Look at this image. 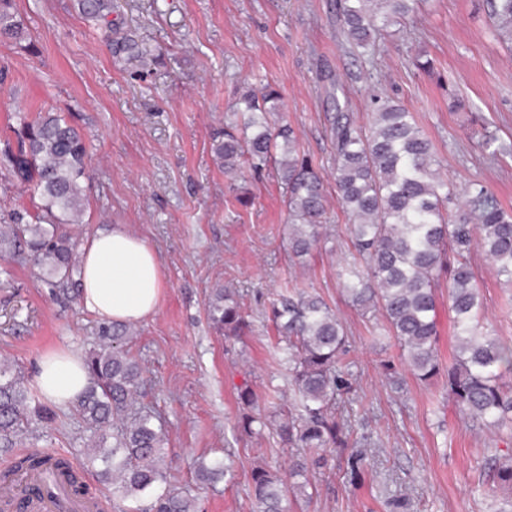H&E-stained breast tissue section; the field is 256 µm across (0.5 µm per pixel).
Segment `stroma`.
Wrapping results in <instances>:
<instances>
[{
	"label": "stroma",
	"instance_id": "1",
	"mask_svg": "<svg viewBox=\"0 0 512 512\" xmlns=\"http://www.w3.org/2000/svg\"><path fill=\"white\" fill-rule=\"evenodd\" d=\"M338 0H112L107 19L83 0H11L28 36L0 40V151L15 144L17 111L69 112L88 147L79 239L124 224L156 251L164 289L155 313L135 323L127 348L140 363L138 401L166 431L170 482L193 481L198 457L234 461L230 482L196 488L200 512H256L253 468L284 470L293 454L273 430L237 427L236 388L250 383L266 422L300 402L268 319L295 284L320 295L350 340L355 423L344 452H331L311 501L288 512H495L512 490L494 482L491 456L512 444L466 419L443 377L406 376L396 390L385 369L399 348L381 317L351 306L337 276L351 247L346 213L329 200L325 229L303 261L287 250L288 209L276 168L224 175L213 136L233 120L249 87L272 86L301 151L325 178L335 161L329 116L346 103L370 121L373 93L406 106L432 140L444 178L484 189L512 207V54L485 0H421L414 18L388 27L374 54L350 46L336 21ZM434 69L416 66L417 55ZM337 73L340 89L323 81ZM463 106L452 111L449 97ZM493 134V148L475 133ZM472 263L494 336L512 343V287L481 251ZM236 289L252 323L239 341L211 326L214 289ZM99 320L49 292L39 269L0 257V363L32 380L41 354L67 347L88 356ZM36 423L37 448L82 462L88 427L74 405H51Z\"/></svg>",
	"mask_w": 512,
	"mask_h": 512
}]
</instances>
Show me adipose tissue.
<instances>
[{
	"mask_svg": "<svg viewBox=\"0 0 512 512\" xmlns=\"http://www.w3.org/2000/svg\"><path fill=\"white\" fill-rule=\"evenodd\" d=\"M83 307L106 323H133L152 315L164 279L156 252L143 238L118 224L87 238L80 249ZM83 359L65 348L41 355L33 383L45 400L73 402L88 384Z\"/></svg>",
	"mask_w": 512,
	"mask_h": 512,
	"instance_id": "obj_1",
	"label": "adipose tissue"
}]
</instances>
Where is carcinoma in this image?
<instances>
[{"label":"carcinoma","instance_id":"cac0c4a2","mask_svg":"<svg viewBox=\"0 0 512 512\" xmlns=\"http://www.w3.org/2000/svg\"><path fill=\"white\" fill-rule=\"evenodd\" d=\"M419 0H340L337 21L346 41L369 50L374 35L405 21ZM488 16L498 34L512 42V0H486ZM22 21L0 0V38L20 39ZM330 131L335 154L336 200L349 217L354 249L352 261L339 276L357 309L380 312L385 331L397 341L400 364L426 382L444 375L448 399L465 416L500 433H512V388L502 382L512 372L509 346L484 327L483 299L471 254L482 251L497 276L512 284V209L504 208L484 190L460 194L441 174L432 141L412 113L389 99L372 97L369 127L357 126L349 113L334 105ZM282 110L277 90L266 86L242 95V125L224 128L214 154L227 175L246 166L254 172L268 163L278 166L286 189L291 224L288 249L292 257L310 254L323 229L327 210L323 176L301 154L294 129L268 123ZM19 147L6 153L8 165L27 184L34 209L21 204L10 223L0 225V254L31 262L42 271L51 290L73 279L78 241L67 227L79 223L85 210L87 178L84 137L57 112L16 113ZM448 282L454 312L457 349L452 363L438 358V317L435 288ZM212 324L224 337L239 339L250 322L236 293L215 289L207 304ZM279 343L301 411L281 422L277 435L285 448H306L296 456L283 480L265 468L251 471L258 512H284L288 493L308 496L310 477L326 466L323 452L348 447V416L352 384L344 361L349 339L341 319L318 295L292 289L273 307ZM131 326L104 324L97 349L86 359L89 382L77 400V411L92 432L87 437L84 467L69 459L31 451L16 456L0 473V485L20 472L50 470L67 476L76 495H86L85 470L111 481L122 499L153 497L151 512H198L191 488L167 481L162 428L146 407H136L142 381L140 365L124 343ZM241 407L238 426L253 434L266 424L252 413L256 394L247 382L237 387ZM43 418L19 372L0 366V443L32 435L31 424ZM495 479L512 488V456L492 457ZM233 476V466L220 459L201 461L197 482L211 485Z\"/></svg>","mask_w":512,"mask_h":512}]
</instances>
